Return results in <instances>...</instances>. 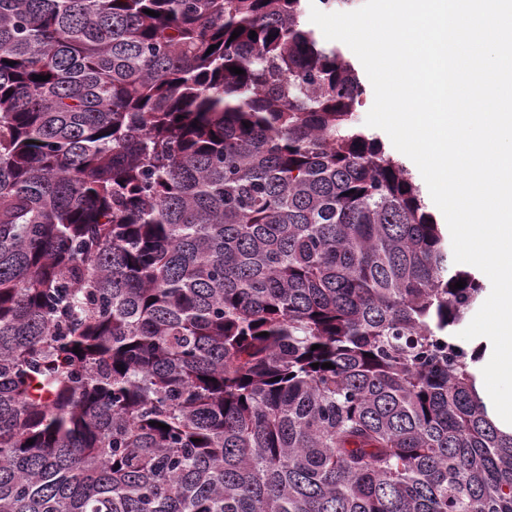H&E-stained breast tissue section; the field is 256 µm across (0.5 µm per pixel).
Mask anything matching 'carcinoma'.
<instances>
[{"label":"carcinoma","mask_w":512,"mask_h":512,"mask_svg":"<svg viewBox=\"0 0 512 512\" xmlns=\"http://www.w3.org/2000/svg\"><path fill=\"white\" fill-rule=\"evenodd\" d=\"M304 2L0 0V512H512L485 285ZM302 22L306 28L314 30L316 32V34L318 35V37L323 42H325L329 45H336V47L340 48L341 51L344 53V55L347 58H349L353 62V64L356 66V68L359 71L360 77H361V79L365 85V88H366V93L363 97V102H362L361 106H358V108L356 110L358 124L369 134L378 135L384 144V148H385L386 152L389 153L394 158L401 160L400 159L401 152H399L397 149H395V147L392 145L388 135L380 129L372 128L365 124L366 116L374 103V91H373L371 82L365 72V69H364L363 65L361 64L360 60L358 59V57L344 43H342L340 41H335V40H327L324 37L320 28L310 21V6L309 5L306 7V11L302 18ZM402 162L411 171L416 183H418L421 186L425 202L428 206V210L431 211L435 215V217L438 221V224H447L441 211L432 202L428 187H427L422 175L419 174L416 167L413 166L410 162H408V161H402Z\"/></svg>","instance_id":"carcinoma-1"}]
</instances>
